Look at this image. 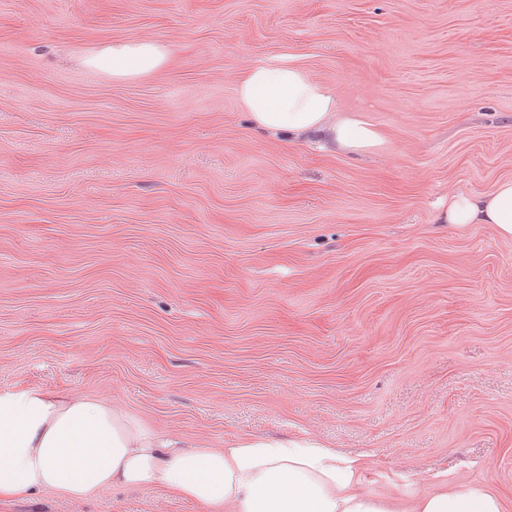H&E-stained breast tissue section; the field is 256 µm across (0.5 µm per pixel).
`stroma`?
<instances>
[{
  "mask_svg": "<svg viewBox=\"0 0 512 512\" xmlns=\"http://www.w3.org/2000/svg\"><path fill=\"white\" fill-rule=\"evenodd\" d=\"M146 40L165 64L87 67ZM292 58L380 144L253 127ZM512 179V0H0V392L113 404L193 446L306 435L407 512H512V236L444 224ZM0 512H204L158 488ZM165 58L166 51L159 44L132 40L102 47L87 64L112 73V77L127 78L159 69ZM411 512H502V505L496 494L477 488H463L453 494L419 496Z\"/></svg>",
  "mask_w": 512,
  "mask_h": 512,
  "instance_id": "35a3bbf8",
  "label": "stroma"
}]
</instances>
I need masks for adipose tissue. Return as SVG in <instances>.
Returning a JSON list of instances; mask_svg holds the SVG:
<instances>
[{"instance_id": "ef3b65f1", "label": "adipose tissue", "mask_w": 512, "mask_h": 512, "mask_svg": "<svg viewBox=\"0 0 512 512\" xmlns=\"http://www.w3.org/2000/svg\"><path fill=\"white\" fill-rule=\"evenodd\" d=\"M165 58L159 44L132 40L102 47L87 63L127 78L159 69ZM235 93L265 131L353 152L380 141L370 123L340 117L335 92L291 59L245 69ZM444 220L494 224L512 236V179L486 194H452ZM364 479L358 458L307 438L246 436L223 449H185L101 401L39 388L0 392V498L159 486L205 512H392L363 491ZM413 512H502V505L495 494L464 488L419 496Z\"/></svg>"}]
</instances>
